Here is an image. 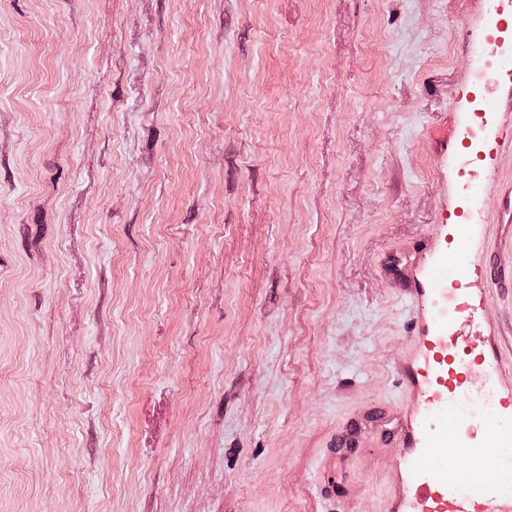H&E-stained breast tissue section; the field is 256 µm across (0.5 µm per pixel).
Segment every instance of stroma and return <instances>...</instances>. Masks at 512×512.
<instances>
[{"instance_id": "stroma-1", "label": "stroma", "mask_w": 512, "mask_h": 512, "mask_svg": "<svg viewBox=\"0 0 512 512\" xmlns=\"http://www.w3.org/2000/svg\"><path fill=\"white\" fill-rule=\"evenodd\" d=\"M490 4L0 0V512L410 499L433 307L381 262L422 244L417 279L467 268L448 424L490 439L471 399L512 415V81L482 150L458 145Z\"/></svg>"}]
</instances>
